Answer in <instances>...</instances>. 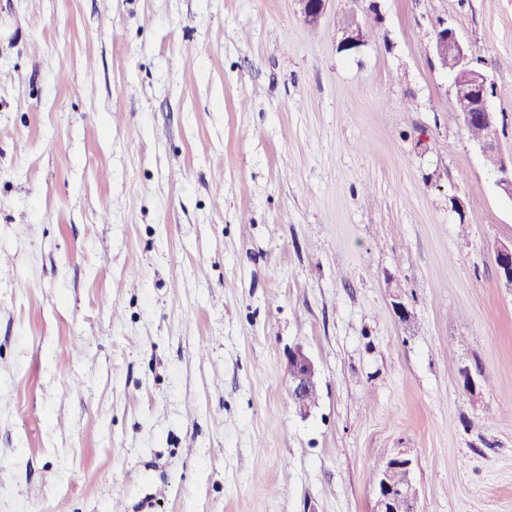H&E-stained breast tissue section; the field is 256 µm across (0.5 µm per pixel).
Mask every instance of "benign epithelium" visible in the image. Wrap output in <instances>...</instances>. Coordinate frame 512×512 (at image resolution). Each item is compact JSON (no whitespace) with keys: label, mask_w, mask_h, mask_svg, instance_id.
I'll use <instances>...</instances> for the list:
<instances>
[{"label":"benign epithelium","mask_w":512,"mask_h":512,"mask_svg":"<svg viewBox=\"0 0 512 512\" xmlns=\"http://www.w3.org/2000/svg\"><path fill=\"white\" fill-rule=\"evenodd\" d=\"M301 19L311 27L320 25L324 19L329 3L333 0H294ZM354 8L347 12L349 24L339 30L338 48L342 51H353L367 43L365 30L369 23L379 24L383 20L379 0H350ZM434 52L443 68H456L468 58L467 48L459 40L456 33L444 26H439L433 42ZM493 82L483 72H467L454 80L455 93L465 95L473 101L474 111L463 117L464 125L473 122L484 125L485 135L477 142L482 154L495 152L499 156L497 172L500 188L512 197V156L505 157L500 148V137L497 119L490 106ZM495 263L499 279L512 288V241L496 248ZM285 361L294 363L291 377L290 396L298 412L308 414L305 398L309 385L317 382V369L312 358L302 346L288 349ZM401 469L405 479L398 485L390 484L386 475L391 469ZM414 462L405 450H399L389 456L378 471V480L373 484L375 493L374 512H418V489L413 477Z\"/></svg>","instance_id":"benign-epithelium-1"}]
</instances>
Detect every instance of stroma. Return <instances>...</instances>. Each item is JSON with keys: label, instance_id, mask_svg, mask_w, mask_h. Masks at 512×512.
Here are the masks:
<instances>
[{"label": "stroma", "instance_id": "stroma-1", "mask_svg": "<svg viewBox=\"0 0 512 512\" xmlns=\"http://www.w3.org/2000/svg\"><path fill=\"white\" fill-rule=\"evenodd\" d=\"M380 5L346 53L347 0H0V512H373L398 449L512 512V198L432 51L512 155V0ZM301 19L310 27H317L324 19L333 0H294ZM434 52L443 68L448 71V65L456 68L462 65L468 58L467 48L459 40L456 33L444 24L435 32L433 42ZM493 82L483 72H467L459 79L454 80L455 94L466 97H455V109L461 118L463 112H468L463 117L465 127L472 122L484 125L485 135L482 140L476 142L479 151L485 156L489 152H495L499 156L497 172L499 174L498 184L500 188L512 197V156L506 158L500 148V137L497 119L490 106ZM474 140L482 137L483 128L480 125H471L467 128ZM494 258L499 279L512 288V241L498 246ZM286 369L288 363H294V372L291 377L290 396L298 412L302 416L308 414V404L305 398L310 384L317 382V369L312 358L305 352L302 346L288 349L285 354Z\"/></svg>", "mask_w": 512, "mask_h": 512}]
</instances>
